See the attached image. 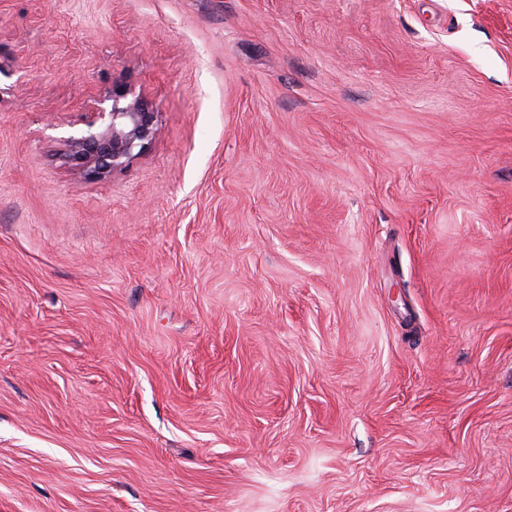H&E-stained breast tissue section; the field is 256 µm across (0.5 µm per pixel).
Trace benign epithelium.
Here are the masks:
<instances>
[{"label": "benign epithelium", "instance_id": "7a95c632", "mask_svg": "<svg viewBox=\"0 0 512 512\" xmlns=\"http://www.w3.org/2000/svg\"><path fill=\"white\" fill-rule=\"evenodd\" d=\"M82 127L61 139L59 159L90 181L129 168L159 132L150 100L122 81L112 82L98 107L81 119Z\"/></svg>", "mask_w": 512, "mask_h": 512}]
</instances>
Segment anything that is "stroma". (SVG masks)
<instances>
[{
    "instance_id": "obj_1",
    "label": "stroma",
    "mask_w": 512,
    "mask_h": 512,
    "mask_svg": "<svg viewBox=\"0 0 512 512\" xmlns=\"http://www.w3.org/2000/svg\"><path fill=\"white\" fill-rule=\"evenodd\" d=\"M0 512H512V0H0ZM83 127L62 137L59 159L90 181L129 168L159 132L158 112L141 92L122 80L112 82L98 107L86 112Z\"/></svg>"
}]
</instances>
